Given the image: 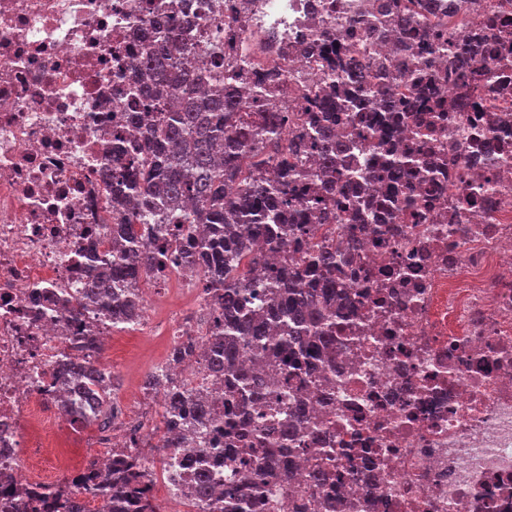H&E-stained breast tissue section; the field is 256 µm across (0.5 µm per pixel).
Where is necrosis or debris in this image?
Returning <instances> with one entry per match:
<instances>
[{"mask_svg":"<svg viewBox=\"0 0 512 512\" xmlns=\"http://www.w3.org/2000/svg\"><path fill=\"white\" fill-rule=\"evenodd\" d=\"M378 0H0V475L42 491L33 462L73 419L65 352L76 327L51 306L97 274L94 254L121 222L105 193L112 135L128 130L129 85L153 32L137 17L189 14L194 30L232 41L251 76L274 75L306 114L305 87L332 78L306 54L320 23L338 26ZM443 37L486 34L493 80L464 108L426 113L435 178L412 177L399 210L349 229L313 225L316 246H338L368 276L345 273L363 320L342 337L334 367L307 390L308 418L333 460L320 492L299 473L321 454L285 460L284 512H512V0H430ZM190 295L186 312L157 321L151 283ZM138 336H191L210 302L180 266L143 276ZM147 423L113 425L112 451L144 454Z\"/></svg>","mask_w":512,"mask_h":512,"instance_id":"obj_1","label":"necrosis or debris"}]
</instances>
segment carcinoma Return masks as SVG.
Instances as JSON below:
<instances>
[{"label":"carcinoma","instance_id":"1","mask_svg":"<svg viewBox=\"0 0 512 512\" xmlns=\"http://www.w3.org/2000/svg\"><path fill=\"white\" fill-rule=\"evenodd\" d=\"M384 0L370 16H353L349 26L380 34L393 24L392 36L411 35L408 48L415 55L439 51L448 66L464 75L473 64H482L484 44L471 37L437 42L424 21L425 0ZM198 37L187 23L171 19L156 39L143 49L137 71L145 82L139 89L140 112L129 113V123L139 138L130 143L118 137L112 145L118 171L106 189L112 207L131 208L112 235V252L99 258L97 279L62 302L69 316L85 315L89 304L107 308L112 323L124 325L141 302L136 288L145 271L155 272L170 262L194 271L203 270L202 288L214 306L203 345L204 368L216 384L234 400L246 431L224 436V446L201 449L204 426L218 423L211 415L209 397L188 388L176 372L184 357L195 353L189 338L170 350L164 365L145 381L149 390L163 389L168 402L162 414L163 436L157 452L168 456L183 451L194 461L187 473L173 482L174 494L190 496L202 512H244L247 492L266 494L275 502L271 487L274 474L257 461L248 467L237 449L238 439H250L263 447L261 432L271 423H256L249 409L272 397L277 412L289 418L299 414L297 390L304 378L288 373L281 379L265 372L252 373L242 364L249 354L265 367L281 364L306 370L336 349L342 326L336 321V305L342 293L330 278L336 267L348 263L345 252L332 247H310L301 263L274 268L270 254L284 250L306 234V215L336 222V213H367L372 202L354 197L351 186L371 181L379 174L401 180L419 168L415 154L391 155L386 151L367 168L343 157L347 144L337 139L336 122L343 112H356L361 100L345 90L319 86L308 92L312 110L305 124L292 132L285 153H279L281 133L288 127V113L270 112L263 125L253 124L248 113L264 99L238 83L236 71H224L205 60L195 69L185 68L170 55L175 48L196 50ZM339 81L369 95L387 112L414 111L418 97L391 100L386 89L407 78L416 83L439 82L438 74L423 79L417 70L371 57L352 47L336 60ZM205 94L199 93L202 86ZM251 148L259 160L253 174L243 176L240 153ZM313 161L320 185L298 196L299 182L308 175L306 160ZM263 237L267 249L247 256L250 240ZM83 353L76 374L85 382L87 414L78 424L112 415V371L96 359L97 337L73 341ZM224 462V488H215L212 464ZM148 458H136L118 472L104 474L85 488L112 502V512H125L127 501L136 500L138 512H163L153 495L143 489ZM45 499L60 512H84L86 504L69 495L63 486H48Z\"/></svg>","mask_w":512,"mask_h":512}]
</instances>
